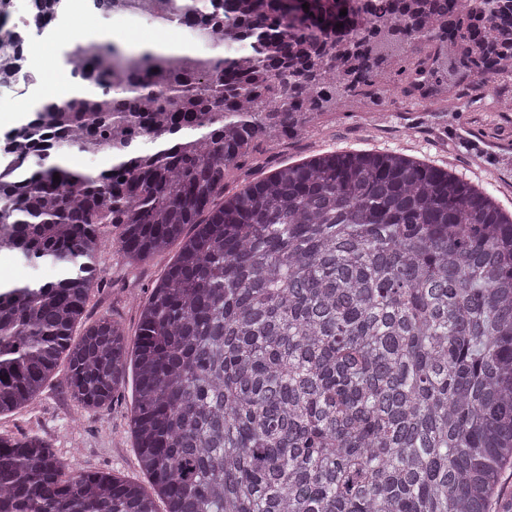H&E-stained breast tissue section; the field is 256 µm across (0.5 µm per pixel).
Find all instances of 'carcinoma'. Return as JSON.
I'll list each match as a JSON object with an SVG mask.
<instances>
[{
    "label": "carcinoma",
    "instance_id": "1",
    "mask_svg": "<svg viewBox=\"0 0 512 512\" xmlns=\"http://www.w3.org/2000/svg\"><path fill=\"white\" fill-rule=\"evenodd\" d=\"M140 8L251 52L68 44L87 88L3 147L0 250L63 276L0 284V416L62 358L73 398L103 411L130 371L150 489L68 478L45 439L0 435V512H512V212L398 152H322L224 192L258 143L322 112L431 99L421 64L431 89L511 77L512 0ZM16 39L0 27V70ZM68 148L112 165L74 170ZM106 224L131 264L178 251L133 339L104 315L75 340Z\"/></svg>",
    "mask_w": 512,
    "mask_h": 512
}]
</instances>
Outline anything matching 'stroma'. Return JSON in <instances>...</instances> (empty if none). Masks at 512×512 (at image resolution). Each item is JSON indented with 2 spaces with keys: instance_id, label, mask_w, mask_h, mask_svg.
<instances>
[{
  "instance_id": "35a3bbf8",
  "label": "stroma",
  "mask_w": 512,
  "mask_h": 512,
  "mask_svg": "<svg viewBox=\"0 0 512 512\" xmlns=\"http://www.w3.org/2000/svg\"><path fill=\"white\" fill-rule=\"evenodd\" d=\"M79 14L62 6L53 25L33 34L34 55L42 73L38 85L17 82L0 84V113L15 111L23 103L36 104L53 94V75L63 55L60 36L70 25L120 30L132 43L176 42L194 47L199 56L209 47L193 43L187 27L167 31L149 20L131 22L118 15L96 10L91 0H81ZM461 102H475V112H429L417 100L391 96L380 107L382 115L370 122L364 104L355 103L336 112L316 116L308 130L297 138H284L261 145L257 152L234 168L226 183L235 192L246 183L263 177L271 167L298 161L326 151L378 150L412 155L436 166L453 169L475 186L490 190L499 205L512 211V116L499 112L497 101L512 97V79L492 83H472L457 91ZM107 240L96 264L99 282L89 294L87 313L75 335L102 315L117 321L127 335L138 328L139 307L150 296L155 282L173 263L176 252L168 250L138 265L129 264L113 241L118 228L104 226ZM58 267L42 263L29 265L18 256L0 251V280L26 283L56 280ZM69 372L59 364L48 380L42 396L32 405L0 416V434L21 438L31 434L46 437L71 474L106 470L133 481H142L134 440L129 429L134 405L133 388L124 385L111 410L101 412L76 402L68 390Z\"/></svg>"
}]
</instances>
